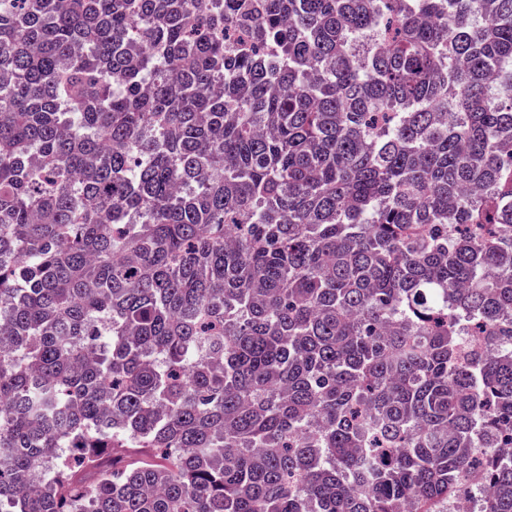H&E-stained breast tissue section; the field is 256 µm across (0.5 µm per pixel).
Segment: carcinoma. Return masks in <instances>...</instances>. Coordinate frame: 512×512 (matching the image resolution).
<instances>
[{
  "instance_id": "obj_1",
  "label": "carcinoma",
  "mask_w": 512,
  "mask_h": 512,
  "mask_svg": "<svg viewBox=\"0 0 512 512\" xmlns=\"http://www.w3.org/2000/svg\"><path fill=\"white\" fill-rule=\"evenodd\" d=\"M512 512V0H0V512Z\"/></svg>"
}]
</instances>
